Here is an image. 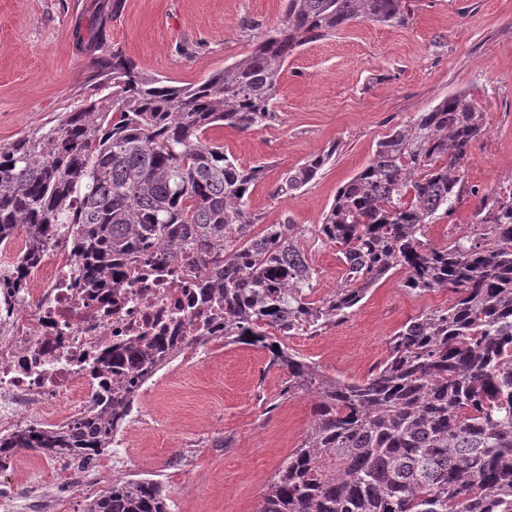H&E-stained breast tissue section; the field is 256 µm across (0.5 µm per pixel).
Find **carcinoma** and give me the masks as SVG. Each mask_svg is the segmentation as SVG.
<instances>
[{
	"label": "carcinoma",
	"instance_id": "cac0c4a2",
	"mask_svg": "<svg viewBox=\"0 0 512 512\" xmlns=\"http://www.w3.org/2000/svg\"><path fill=\"white\" fill-rule=\"evenodd\" d=\"M406 0H287L281 26L253 51L195 84L148 77L120 53L97 62L107 94L0 150V245L26 233L0 268L12 288L66 235L85 288L114 277L112 261L195 258L224 297V340L269 353L286 391L311 395L312 421L261 495L257 512H512V188L488 204L482 242L430 246L428 225L460 199L483 112L470 93L443 99L392 131L342 185L321 223L340 247L344 287L309 299L314 271L293 224L257 229L247 200L263 167L245 168L208 138L276 121L281 67L302 45L357 18L401 24ZM336 146L285 172L278 193L312 182ZM448 290V306L409 319L389 356L362 381L322 374L280 336L341 321L381 279ZM273 328L279 335L268 332ZM149 378L141 348L113 369ZM110 415L18 429L0 461L26 448L65 463L99 455L130 416L129 389ZM85 512H169L160 482L121 480Z\"/></svg>",
	"mask_w": 512,
	"mask_h": 512
}]
</instances>
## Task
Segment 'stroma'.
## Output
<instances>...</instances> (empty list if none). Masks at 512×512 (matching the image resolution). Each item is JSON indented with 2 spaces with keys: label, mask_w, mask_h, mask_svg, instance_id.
Returning a JSON list of instances; mask_svg holds the SVG:
<instances>
[{
  "label": "stroma",
  "mask_w": 512,
  "mask_h": 512,
  "mask_svg": "<svg viewBox=\"0 0 512 512\" xmlns=\"http://www.w3.org/2000/svg\"><path fill=\"white\" fill-rule=\"evenodd\" d=\"M286 0H0V148L100 97L95 58L121 51L148 76L201 81L252 52L279 27ZM472 93L484 113L454 212L429 225L431 244L479 235L483 198L512 183V0H410L404 24L358 19L301 46L283 66L278 117L262 129L211 137L244 167L264 168L247 209L260 224L308 228L312 300L343 285L339 248L312 234L393 129L442 99ZM336 155L301 190L277 193L283 172L328 148ZM400 275L381 280L345 320L285 336L324 375L365 379L410 317L446 306ZM148 432L131 430L130 478L162 483L171 512H256L260 496L312 420V400L285 394L268 353L223 339L186 351L165 375Z\"/></svg>",
  "instance_id": "1"
}]
</instances>
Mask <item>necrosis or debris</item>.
I'll return each mask as SVG.
<instances>
[{"instance_id":"4bbe7bcc","label":"necrosis or debris","mask_w":512,"mask_h":512,"mask_svg":"<svg viewBox=\"0 0 512 512\" xmlns=\"http://www.w3.org/2000/svg\"><path fill=\"white\" fill-rule=\"evenodd\" d=\"M43 262L45 272L0 289V434L104 410L98 374L118 349L224 333V301L189 258L128 264L120 285L94 292L67 241L48 246ZM0 512H56L55 500L0 475Z\"/></svg>"}]
</instances>
